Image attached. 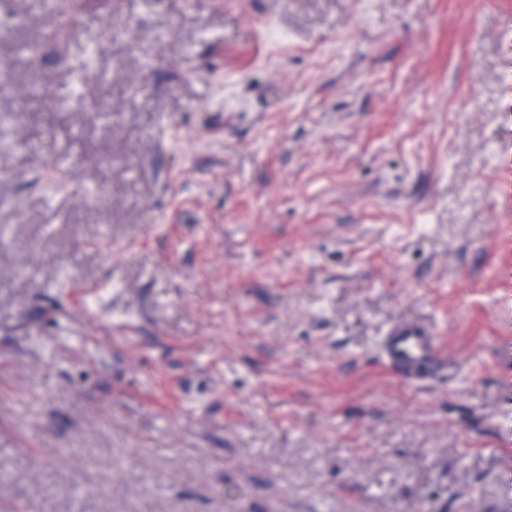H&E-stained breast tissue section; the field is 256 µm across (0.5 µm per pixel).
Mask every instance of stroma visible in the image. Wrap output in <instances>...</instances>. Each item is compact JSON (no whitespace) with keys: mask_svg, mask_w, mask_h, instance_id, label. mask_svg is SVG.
Returning <instances> with one entry per match:
<instances>
[{"mask_svg":"<svg viewBox=\"0 0 512 512\" xmlns=\"http://www.w3.org/2000/svg\"><path fill=\"white\" fill-rule=\"evenodd\" d=\"M54 23L0 0V512H512L503 0ZM382 349L389 367L408 381H423L453 368L440 355L430 331L416 323L390 328Z\"/></svg>","mask_w":512,"mask_h":512,"instance_id":"1","label":"stroma"}]
</instances>
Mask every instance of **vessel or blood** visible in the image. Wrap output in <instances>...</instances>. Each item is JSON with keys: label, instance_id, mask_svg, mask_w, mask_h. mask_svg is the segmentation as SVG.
<instances>
[{"label": "vessel or blood", "instance_id": "b4317fda", "mask_svg": "<svg viewBox=\"0 0 512 512\" xmlns=\"http://www.w3.org/2000/svg\"><path fill=\"white\" fill-rule=\"evenodd\" d=\"M382 349L389 367L408 381H423L450 368L430 331L416 323L390 328Z\"/></svg>", "mask_w": 512, "mask_h": 512}]
</instances>
